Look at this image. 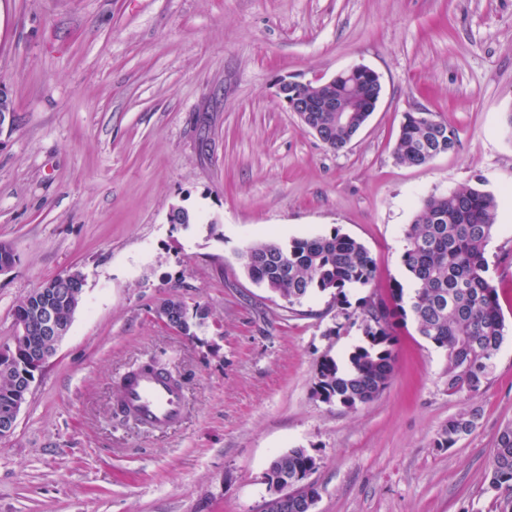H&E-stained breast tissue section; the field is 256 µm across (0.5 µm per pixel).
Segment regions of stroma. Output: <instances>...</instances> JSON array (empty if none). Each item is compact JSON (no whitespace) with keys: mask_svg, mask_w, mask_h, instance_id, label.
<instances>
[{"mask_svg":"<svg viewBox=\"0 0 512 512\" xmlns=\"http://www.w3.org/2000/svg\"><path fill=\"white\" fill-rule=\"evenodd\" d=\"M380 76L375 112L343 149L290 112L280 78ZM0 345L19 301L77 269L81 301L0 440V512H263L279 454L319 461L313 512H494L486 480L512 423V0H0ZM453 127L455 151L412 167L403 115ZM482 185L499 208L487 246L507 332L488 385L449 393L447 355L394 327L389 386L349 410L315 397L320 362L366 342L363 303L406 279L404 234L426 199ZM197 217L168 221L171 207ZM340 229L376 264L368 287L291 307L238 254ZM206 315L195 336L156 311ZM186 388L166 432L117 417L129 367ZM476 430L433 445L450 417Z\"/></svg>","mask_w":512,"mask_h":512,"instance_id":"stroma-1","label":"stroma"}]
</instances>
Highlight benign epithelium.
<instances>
[{
    "label": "benign epithelium",
    "mask_w": 512,
    "mask_h": 512,
    "mask_svg": "<svg viewBox=\"0 0 512 512\" xmlns=\"http://www.w3.org/2000/svg\"><path fill=\"white\" fill-rule=\"evenodd\" d=\"M357 74L364 75L366 85L370 88L363 98L338 100L334 96H324L322 91L333 89L345 79ZM380 76L365 66H353L338 72L333 78L322 81L315 79L305 83L293 81L286 77L279 80L278 91L290 111L296 113L300 121L312 131L323 143H328V128L319 124L315 118L317 112H331L333 119L343 123L356 122V113H372L376 110L380 99ZM84 283V275L79 270L69 271L57 279L49 281L39 290L38 307L40 318L38 329L41 336L49 340V347L37 351L39 363L24 375V380L18 383V393L13 402L0 410V439L10 436L16 426L18 415L26 403L27 396L34 383L35 373L42 370L47 361L55 354L57 346L66 335L70 321H64L57 316V304L61 297L78 296L76 284ZM185 310L179 303L161 306L157 310L158 319L167 327L178 330L184 321ZM268 500L266 512H288L292 498L300 495L304 500L306 512H312V507L318 498L311 483L303 478L288 479L283 475L279 478L264 479Z\"/></svg>",
    "instance_id": "1"
}]
</instances>
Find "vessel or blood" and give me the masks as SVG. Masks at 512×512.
I'll return each mask as SVG.
<instances>
[{
    "label": "vessel or blood",
    "instance_id": "b4317fda",
    "mask_svg": "<svg viewBox=\"0 0 512 512\" xmlns=\"http://www.w3.org/2000/svg\"><path fill=\"white\" fill-rule=\"evenodd\" d=\"M187 399L182 384L151 364L143 363L120 378L117 412L138 426L157 432L181 422Z\"/></svg>",
    "mask_w": 512,
    "mask_h": 512
}]
</instances>
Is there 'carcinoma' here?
I'll use <instances>...</instances> for the list:
<instances>
[{"instance_id": "cac0c4a2", "label": "carcinoma", "mask_w": 512, "mask_h": 512, "mask_svg": "<svg viewBox=\"0 0 512 512\" xmlns=\"http://www.w3.org/2000/svg\"><path fill=\"white\" fill-rule=\"evenodd\" d=\"M359 126L336 124L330 145L341 150ZM455 130L430 112H407L395 156L406 165L427 162L431 151L456 149ZM498 203L479 186H462L430 198L405 232L402 264L408 285L389 288L388 298L365 301L360 329L366 344L357 347L343 368L335 359L319 367L315 394L326 403L355 409L378 397L388 386L395 356L392 329L397 321L412 318L417 333L447 353L448 392L475 396L488 384L495 358L505 336V318L499 294L488 278L486 248L491 239ZM248 276L277 293L288 305H300L317 292L336 290V300L347 301V289L367 287L375 275V261L356 239L336 229L329 234L295 238L282 245L272 241L250 243L240 253ZM35 292L14 310L13 369L0 370V406L15 392V378L27 371L34 335H23L21 325L37 326ZM473 408L448 419L434 440L435 448H451L478 424ZM315 457L304 448H291L272 462L271 471L312 475ZM488 485L499 493V512H512V424L497 434L487 474Z\"/></svg>"}]
</instances>
